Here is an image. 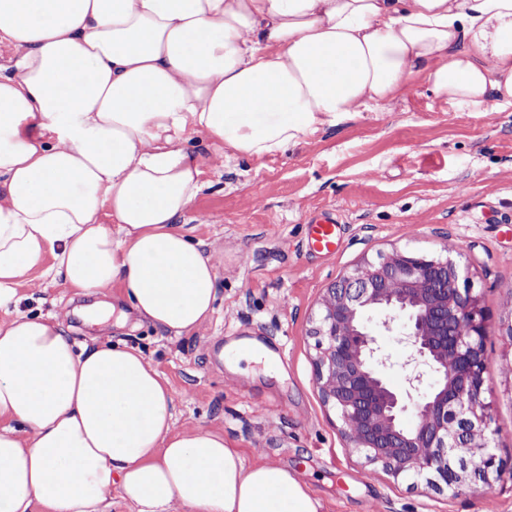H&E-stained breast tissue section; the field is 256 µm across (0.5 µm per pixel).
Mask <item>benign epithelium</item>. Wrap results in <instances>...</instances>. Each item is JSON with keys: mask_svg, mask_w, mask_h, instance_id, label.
Returning <instances> with one entry per match:
<instances>
[{"mask_svg": "<svg viewBox=\"0 0 512 512\" xmlns=\"http://www.w3.org/2000/svg\"><path fill=\"white\" fill-rule=\"evenodd\" d=\"M375 314L383 326L404 320L399 341L411 354L402 393L378 369L388 357ZM489 331L468 267L450 256L394 247L327 288L309 328L314 375L348 449L397 481L424 480L451 497L501 480L483 398Z\"/></svg>", "mask_w": 512, "mask_h": 512, "instance_id": "benign-epithelium-1", "label": "benign epithelium"}]
</instances>
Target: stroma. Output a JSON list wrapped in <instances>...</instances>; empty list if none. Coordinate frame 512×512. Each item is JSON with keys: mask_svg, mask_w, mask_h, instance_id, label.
Wrapping results in <instances>:
<instances>
[{"mask_svg": "<svg viewBox=\"0 0 512 512\" xmlns=\"http://www.w3.org/2000/svg\"><path fill=\"white\" fill-rule=\"evenodd\" d=\"M190 150L207 188L187 228L216 264L218 300L197 331L172 336L147 322L118 326L125 305L107 299L108 319L90 317V296L31 273L17 314L62 319L71 340L109 339L137 347L172 390L175 431H223L247 463L295 470L323 512H512V480L492 493L476 487L457 497L426 483L397 481L351 453L334 411L314 380L310 319L325 289L366 258L392 248L461 255L491 319L512 310V104L479 109L441 101L423 84L387 112H363L257 160L227 156L202 133ZM335 216L337 246L315 250L310 220ZM258 341L271 357L229 369L215 343ZM484 398L493 406L491 446L512 465V346L490 334L484 344Z\"/></svg>", "mask_w": 512, "mask_h": 512, "instance_id": "obj_1", "label": "stroma"}]
</instances>
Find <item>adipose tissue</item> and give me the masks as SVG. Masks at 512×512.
Masks as SVG:
<instances>
[{"instance_id":"adipose-tissue-1","label":"adipose tissue","mask_w":512,"mask_h":512,"mask_svg":"<svg viewBox=\"0 0 512 512\" xmlns=\"http://www.w3.org/2000/svg\"><path fill=\"white\" fill-rule=\"evenodd\" d=\"M0 43L18 53L0 66V309L43 269L120 288L173 336L217 299L184 225L206 186L191 134L261 159L418 82L512 103V0H0ZM173 426L139 349H75L39 315L0 324V512H105L114 490L135 512H322L295 471Z\"/></svg>"}]
</instances>
